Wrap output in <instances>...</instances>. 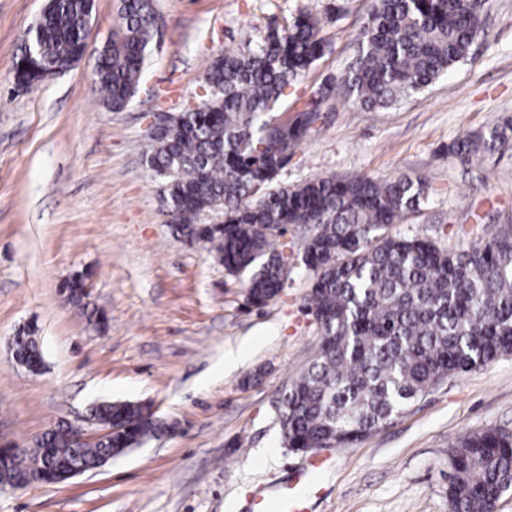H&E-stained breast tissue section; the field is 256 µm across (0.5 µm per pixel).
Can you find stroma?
Masks as SVG:
<instances>
[{"mask_svg": "<svg viewBox=\"0 0 512 512\" xmlns=\"http://www.w3.org/2000/svg\"><path fill=\"white\" fill-rule=\"evenodd\" d=\"M47 0H0V442L22 447L58 422L81 424L97 401H149L174 432L146 439L64 484L0 486V512H252L253 498L306 476L310 512H448V448L488 427L512 432V355L448 379L391 425L327 453L281 444L276 405L316 350L307 311L314 277L302 262L310 227L289 225L288 277L260 309L206 247L177 238L145 164L155 113L206 98L204 74L225 50L254 46L308 12L324 56L273 113L292 115L332 84L320 130L277 181L319 175L407 176L427 189L396 229L447 249L512 223V148L471 163L459 138L512 122V0H486V36L468 59L398 107L363 112L338 83L356 53L370 0H156L159 31L139 89L115 111L93 80L95 58L120 24V0H95L85 57L22 90L13 65ZM87 272L89 305L63 283ZM87 304V305H88ZM36 330L43 369L18 366L11 343ZM249 343L226 373L225 351Z\"/></svg>", "mask_w": 512, "mask_h": 512, "instance_id": "1", "label": "stroma"}]
</instances>
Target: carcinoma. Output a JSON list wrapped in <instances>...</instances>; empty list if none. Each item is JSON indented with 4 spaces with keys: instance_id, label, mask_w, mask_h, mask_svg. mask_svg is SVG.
<instances>
[{
    "instance_id": "carcinoma-1",
    "label": "carcinoma",
    "mask_w": 512,
    "mask_h": 512,
    "mask_svg": "<svg viewBox=\"0 0 512 512\" xmlns=\"http://www.w3.org/2000/svg\"><path fill=\"white\" fill-rule=\"evenodd\" d=\"M93 2L52 0L26 31L33 57L16 61V84L34 85L44 72L75 62ZM482 9L483 0H371L340 88L362 111L399 105L466 60L485 36ZM155 15L154 0H122L120 26L100 52L95 80L114 111L138 91ZM321 30L319 19L302 13L255 48L216 57L205 73L207 100L160 130L145 158L175 233L208 246L255 308L275 299L288 276L277 238L264 230L313 227L303 263L315 273L308 309L321 338L280 399L282 445L291 451L365 438L448 376L512 354V224L488 240L447 250L419 234L391 232L419 206L425 186L418 179L356 174L276 182L282 160L311 135L320 113L316 106L298 111L301 122L286 136L270 112L323 57ZM511 142L496 127L458 141L453 153L470 162ZM215 209L223 224L198 223L202 212ZM66 291L82 301L85 277H73ZM31 333L16 336L15 352L32 368L42 355ZM89 414L123 432L91 447L60 425L23 456L1 462L0 484L11 486L21 474L37 481L45 448L56 449L60 466L76 458L91 468L104 454L170 429L130 401L102 402ZM448 464V512H492L512 489V433L494 427L465 433L448 448Z\"/></svg>"
}]
</instances>
